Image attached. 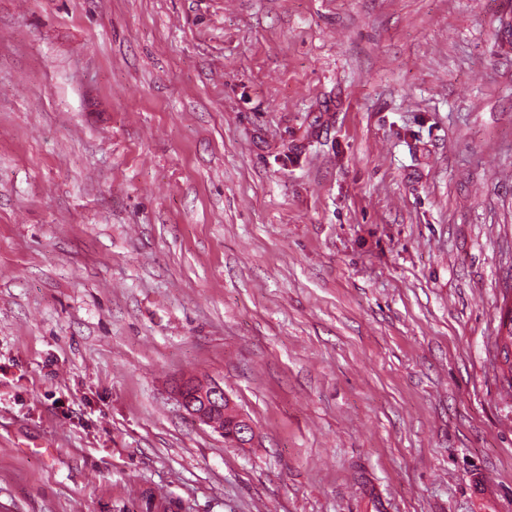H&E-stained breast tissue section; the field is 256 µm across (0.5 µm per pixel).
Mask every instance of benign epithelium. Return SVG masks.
<instances>
[{"label":"benign epithelium","instance_id":"1","mask_svg":"<svg viewBox=\"0 0 512 512\" xmlns=\"http://www.w3.org/2000/svg\"><path fill=\"white\" fill-rule=\"evenodd\" d=\"M179 406L195 423H201L225 435L224 427L214 420V410L236 417L239 426L232 434L226 435L227 442L236 447L244 448L250 444L254 434L253 423L237 410L224 388L216 381L188 379L183 380L176 388Z\"/></svg>","mask_w":512,"mask_h":512}]
</instances>
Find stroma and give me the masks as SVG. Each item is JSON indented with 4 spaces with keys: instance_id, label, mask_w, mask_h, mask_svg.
Masks as SVG:
<instances>
[{
    "instance_id": "1",
    "label": "stroma",
    "mask_w": 512,
    "mask_h": 512,
    "mask_svg": "<svg viewBox=\"0 0 512 512\" xmlns=\"http://www.w3.org/2000/svg\"><path fill=\"white\" fill-rule=\"evenodd\" d=\"M511 286L512 0H0V512H512ZM506 327L502 318L500 317V324L498 329V336L496 345L499 348V354H503L504 364L507 365L508 375H503L501 369L502 380L506 382L509 391L512 389V357L509 358L508 350L512 351V319L510 320L509 327L506 329V335H501L503 328ZM186 379L176 388V397L179 406L188 417L195 423L213 428L224 437V427H228V431H230L232 420L224 419V425H219L214 420L213 411L220 409L223 414L235 416L236 421L239 422L237 429L226 436L227 442L235 448H244L250 444L252 441H250V437L254 434L253 423L245 414L237 410L224 388L216 381ZM187 384H190L193 388L191 392H187L185 386ZM225 402L227 403V409L224 408Z\"/></svg>"
}]
</instances>
